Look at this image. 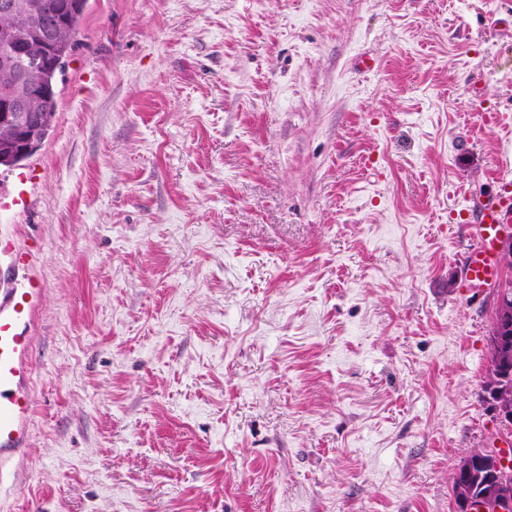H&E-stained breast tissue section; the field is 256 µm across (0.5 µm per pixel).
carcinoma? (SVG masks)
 Instances as JSON below:
<instances>
[{
	"label": "carcinoma",
	"instance_id": "cac0c4a2",
	"mask_svg": "<svg viewBox=\"0 0 512 512\" xmlns=\"http://www.w3.org/2000/svg\"><path fill=\"white\" fill-rule=\"evenodd\" d=\"M39 13L20 14L12 18L0 16V69L8 62L16 75H25L27 59L14 53V46L27 40L32 32L46 25L60 30L59 39L50 40L41 46L44 64L39 74L31 80L29 103L23 109L17 108L11 101L8 90H0V109L6 108L13 113L15 129L35 135L36 147H41L47 137L57 109L55 81L57 73L65 66L66 58L76 45L80 22L87 8V0H36ZM17 133L0 125V168L11 170L31 157V154H19L16 148ZM468 480L471 484L482 486L492 481L504 480L512 485V473L496 475L483 464L473 465Z\"/></svg>",
	"mask_w": 512,
	"mask_h": 512
}]
</instances>
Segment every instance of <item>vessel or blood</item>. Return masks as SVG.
Masks as SVG:
<instances>
[{"instance_id": "obj_1", "label": "vessel or blood", "mask_w": 512, "mask_h": 512, "mask_svg": "<svg viewBox=\"0 0 512 512\" xmlns=\"http://www.w3.org/2000/svg\"><path fill=\"white\" fill-rule=\"evenodd\" d=\"M512 223V199L487 197L472 209L469 225L474 245L462 257L460 286L475 292L496 282L502 225ZM11 254L18 267H30L34 248L0 233V254ZM44 295L38 277H28L20 287L0 289V467L19 458L30 440L33 406L32 349L34 317Z\"/></svg>"}]
</instances>
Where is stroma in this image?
Segmentation results:
<instances>
[{"label": "stroma", "mask_w": 512, "mask_h": 512, "mask_svg": "<svg viewBox=\"0 0 512 512\" xmlns=\"http://www.w3.org/2000/svg\"><path fill=\"white\" fill-rule=\"evenodd\" d=\"M56 92L0 209L45 284L0 512H458L512 0H89ZM462 212L474 238V246L462 257L460 288L465 293L488 288L500 276L498 260L499 233L502 224L512 223L511 197H487L478 200L473 209ZM471 215L473 221H471Z\"/></svg>", "instance_id": "obj_1"}]
</instances>
